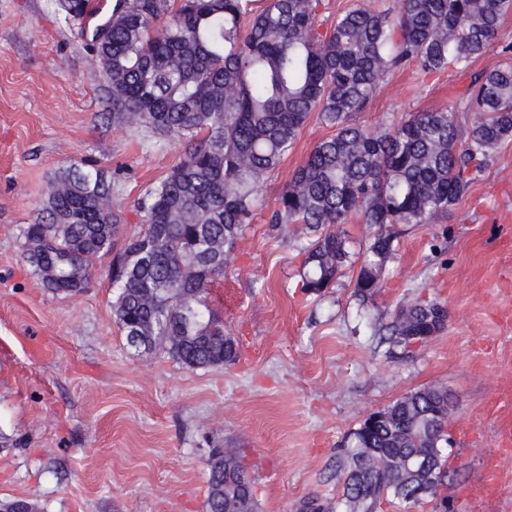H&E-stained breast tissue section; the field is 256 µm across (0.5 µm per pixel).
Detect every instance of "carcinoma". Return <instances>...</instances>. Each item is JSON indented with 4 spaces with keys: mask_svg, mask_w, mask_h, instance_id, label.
Segmentation results:
<instances>
[{
    "mask_svg": "<svg viewBox=\"0 0 512 512\" xmlns=\"http://www.w3.org/2000/svg\"><path fill=\"white\" fill-rule=\"evenodd\" d=\"M68 0L67 22L95 11ZM318 0H112V33L89 50L112 89V122L147 127L182 147L178 162L136 202L143 229L123 240L110 275L112 303L137 349L161 348L183 367L224 366L238 358L235 339L206 304L224 275L244 225L259 202L261 178L292 149L312 115L336 129L316 144L276 198L273 224H303L314 234L299 275L307 294L333 287L350 263L336 230L357 218L378 229L360 267L355 296L366 305L382 287L393 251L392 224H431L467 194L498 148L512 138V65L476 77L454 109L417 112L392 130L352 123L388 73L415 62L425 73L465 70L498 38L512 0H398L394 8L358 5L320 31ZM43 216L25 225L23 256L37 284L76 295L95 260L115 248L119 216L105 200L97 170L55 178ZM223 245L207 254L201 239ZM436 301L398 307L387 326L405 349L446 327ZM344 440L348 470L339 503L346 512H379L392 498L410 508L431 502L447 462L436 463L448 425L442 385L402 395ZM415 455L424 472L382 462ZM207 512H255V487L234 454L207 459Z\"/></svg>",
    "mask_w": 512,
    "mask_h": 512,
    "instance_id": "carcinoma-1",
    "label": "carcinoma"
}]
</instances>
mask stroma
Here are the masks:
<instances>
[{
	"instance_id": "stroma-1",
	"label": "stroma",
	"mask_w": 512,
	"mask_h": 512,
	"mask_svg": "<svg viewBox=\"0 0 512 512\" xmlns=\"http://www.w3.org/2000/svg\"><path fill=\"white\" fill-rule=\"evenodd\" d=\"M88 33L59 0H0V505L33 512H206L214 447L255 482L256 512H302L341 496L340 444L370 413L426 386L447 387L454 446L439 491L448 512H512V142L499 147L448 216L397 225L373 304L353 295L376 230L341 225L353 263L333 288L304 294L309 232L270 223V207L333 129L311 118L260 184L256 214L208 294L234 337L235 363L189 370L163 350L128 346L105 255L88 287L56 295L22 260V228L59 170L101 169L118 238L138 233L137 198L182 151L170 137L112 122V94ZM512 15L465 70L379 83L354 124L394 128L407 114L458 108L474 77L511 62ZM442 303L445 329L408 349L386 326L415 300Z\"/></svg>"
}]
</instances>
